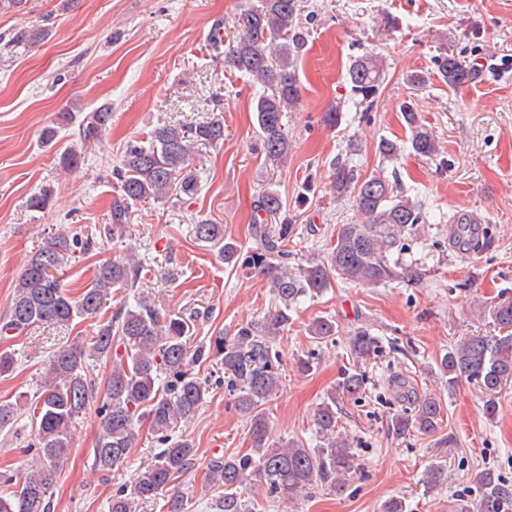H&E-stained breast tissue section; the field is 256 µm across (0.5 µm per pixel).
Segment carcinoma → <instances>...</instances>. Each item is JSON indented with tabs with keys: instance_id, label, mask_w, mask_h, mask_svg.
<instances>
[{
	"instance_id": "cac0c4a2",
	"label": "carcinoma",
	"mask_w": 512,
	"mask_h": 512,
	"mask_svg": "<svg viewBox=\"0 0 512 512\" xmlns=\"http://www.w3.org/2000/svg\"><path fill=\"white\" fill-rule=\"evenodd\" d=\"M302 0H261L260 6L246 9L235 20L237 35L224 49V64L249 77L261 87L256 98L258 146L266 157L288 158L291 145L283 122L286 113L298 107L301 84L298 61L306 43V32L298 22ZM49 37L40 25L13 34V45H36ZM385 73L384 61L373 54L352 59L346 74L348 101L364 112L375 107ZM437 73L448 87L472 80L473 71L455 56L438 60ZM345 102L323 113L322 121L335 128L342 121ZM402 118L410 132L405 141L383 138L377 149L383 160L393 162L405 150L432 159L441 155L439 141L417 112L407 105ZM112 122V105L99 106L78 125L79 138L97 141ZM224 143V121L213 119L194 125L165 124L154 127L146 140L129 142L112 168L114 195L110 202V223L96 228L85 238L66 229L48 237L34 253L15 281L9 305L0 317V340L7 342L38 325L68 327L75 320L92 322V334L65 345L48 360L46 371L34 397L38 448L16 471L3 477L14 490L0 495V512H47L52 487L59 468L68 460L72 447V421L95 397L98 386L85 373L88 360L106 361L110 371L104 382L106 402L93 448L94 467L110 470L121 463L133 447L136 426L145 421L164 445L137 478L132 496L112 498L111 512H138V503L154 500L168 492L170 484L192 464L195 450L186 439L172 433L190 421L204 404L207 384L190 371V362L204 357L190 351L187 319L164 316L144 292L133 296L111 317L102 314L112 290L138 287L143 265L131 254L99 264L90 287L74 292L61 279L64 268L77 248L90 249L94 238L121 236L128 232L133 208L147 200H162L177 189L186 196L198 191V181L187 172L196 144ZM330 188L336 199L354 200L363 221L342 224L336 242L323 261L291 264L288 250L294 224L283 212L278 193L263 192L256 204L252 223L254 246L242 249L224 241V227L206 220L195 225L201 242H224V262L243 271L261 269L270 273L275 299L259 326L245 324L235 335L217 336L213 349L222 357L224 379L236 410L250 421L251 449L227 455L209 464V482L224 489L219 512H257L258 507L242 499L238 492L247 481L267 487L270 497L287 501L312 485L341 494L360 473L349 439L338 431V405L346 399L356 402L365 393L366 379L361 366L382 350V341L361 327L349 337V351L356 363L345 373L338 388L327 393L316 409L315 426L319 445L306 448L294 441H274L264 405L276 397L282 384V360L272 347V339L288 327L290 312L306 298H315L332 287L337 276L351 283L378 286L402 279L419 282L424 273L418 266H402L391 259L400 236L414 233L426 223L422 206L404 194L383 174L360 173L348 160H337L330 170ZM461 245L468 252L484 247L479 235L469 231L472 220L466 215L456 220ZM492 319L501 336H469L448 348L440 359V370L448 376V392L460 378L475 380L488 393H496L512 379V300H503L493 309ZM309 331L317 340L336 335V323L315 319ZM165 373L164 384L158 383ZM396 396L408 404L392 415L389 426L399 436L411 432L430 434L442 421L444 405L433 393L420 394L402 377L392 380ZM18 403L0 400V429L13 424ZM448 482V469L432 464L425 473L426 491ZM480 493L460 504V512H509L512 484L493 471L479 478Z\"/></svg>"
}]
</instances>
